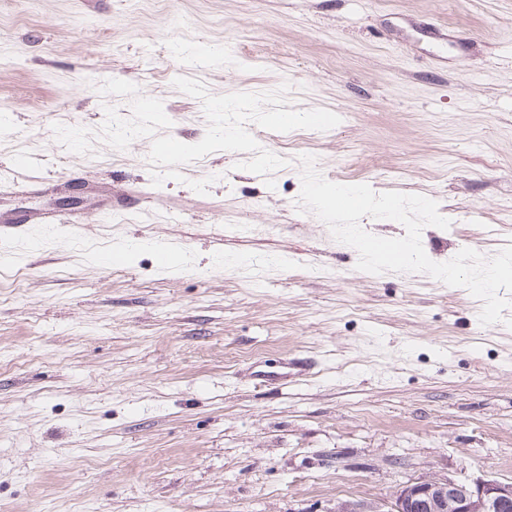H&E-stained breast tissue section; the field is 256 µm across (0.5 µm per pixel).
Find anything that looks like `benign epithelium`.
<instances>
[{"mask_svg":"<svg viewBox=\"0 0 512 512\" xmlns=\"http://www.w3.org/2000/svg\"><path fill=\"white\" fill-rule=\"evenodd\" d=\"M325 512H512V483L422 476L384 503L341 500Z\"/></svg>","mask_w":512,"mask_h":512,"instance_id":"7a95c632","label":"benign epithelium"}]
</instances>
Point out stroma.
<instances>
[{
  "instance_id": "35a3bbf8",
  "label": "stroma",
  "mask_w": 512,
  "mask_h": 512,
  "mask_svg": "<svg viewBox=\"0 0 512 512\" xmlns=\"http://www.w3.org/2000/svg\"><path fill=\"white\" fill-rule=\"evenodd\" d=\"M179 76L215 95L286 83L291 109L341 122L249 124L289 160L270 181L217 151L158 187L150 138L78 155L52 130L129 117L98 91L119 78L197 143ZM0 109V180L68 179L40 204L87 225L0 240V512H320L426 475L512 481V308L484 326L465 288L357 270L299 212L297 161L435 200L451 226L423 229L433 261L512 245V0H0ZM87 181L146 196L107 220ZM117 242L124 265L100 269Z\"/></svg>"
}]
</instances>
